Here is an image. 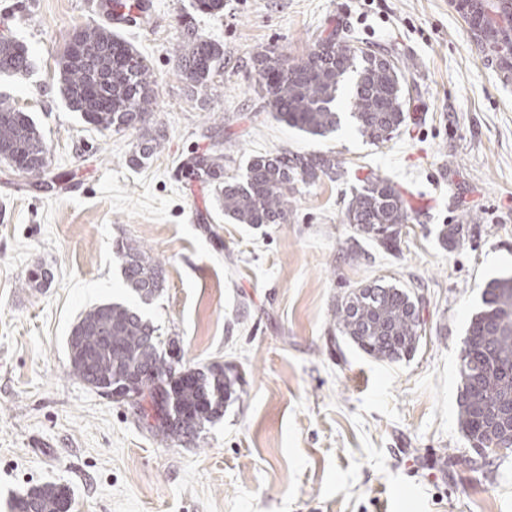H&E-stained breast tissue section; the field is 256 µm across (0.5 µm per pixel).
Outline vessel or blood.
<instances>
[{
  "label": "vessel or blood",
  "mask_w": 512,
  "mask_h": 512,
  "mask_svg": "<svg viewBox=\"0 0 512 512\" xmlns=\"http://www.w3.org/2000/svg\"><path fill=\"white\" fill-rule=\"evenodd\" d=\"M449 10L462 21L470 41L499 86L512 87V0H448ZM137 5L119 7L107 14L106 23L133 27L145 22Z\"/></svg>",
  "instance_id": "obj_1"
}]
</instances>
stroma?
I'll return each instance as SVG.
<instances>
[{"mask_svg": "<svg viewBox=\"0 0 512 512\" xmlns=\"http://www.w3.org/2000/svg\"><path fill=\"white\" fill-rule=\"evenodd\" d=\"M150 0L143 27L121 35L157 81L145 126L86 124L60 93L57 58L72 31L102 19L91 0H0V35L34 60L0 77L43 132L51 171L77 186L49 195L0 161V512L47 484L67 486L70 512H512V453L473 471L458 423L460 350L485 285L512 274V93L496 83L448 0ZM224 48L200 89L178 66L185 22ZM357 42L403 62L409 118L375 146L356 132L342 89L336 133L275 121L262 106L253 55L296 60L319 40ZM165 139L135 160L145 133ZM333 153L337 181L297 183L286 222L224 216L208 178L180 172L194 153L220 154L240 176L279 149ZM391 180L411 212L399 253L371 240L346 257L344 213L359 179ZM463 224L446 249L439 231ZM135 241L164 288L144 315L187 367L218 362L237 398L199 439L149 429L139 409L100 395L69 369L82 313L126 299L116 240ZM43 267L49 279L29 282ZM381 279L418 287L424 332L412 357L380 362L334 327L336 300Z\"/></svg>", "mask_w": 512, "mask_h": 512, "instance_id": "35a3bbf8", "label": "stroma"}]
</instances>
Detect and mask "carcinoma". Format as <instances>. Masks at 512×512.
<instances>
[{"label":"carcinoma","mask_w":512,"mask_h":512,"mask_svg":"<svg viewBox=\"0 0 512 512\" xmlns=\"http://www.w3.org/2000/svg\"><path fill=\"white\" fill-rule=\"evenodd\" d=\"M179 56L184 78L205 87L223 69L224 48L185 24ZM86 49L75 62L70 46L58 56L60 91L66 106L98 130L121 131L146 123L156 105V79L147 59L105 26L75 29ZM262 98L271 116L314 137H326L341 124L336 101L346 77L355 74L350 117L359 135L373 145L393 140L405 123V74L398 63L386 66L377 56L350 60L336 50L312 49L297 60L270 51L253 56ZM34 66L29 47L16 38L0 39V76H25ZM0 160L29 182L50 178L44 135L28 113L0 96ZM189 175L204 173L220 190L224 217L237 224H281L288 219L289 194L298 181L322 176L340 179L342 163L333 154H302L288 149L249 159L241 178L224 180L223 156L192 155L184 160ZM411 215L400 193L386 178L371 174L351 190L345 223L356 236L348 252L366 258L358 237L388 252L401 243ZM462 224H446L442 243L453 250L464 237ZM115 254L123 281L143 304L162 288L159 267L139 245L119 240ZM336 332L365 354L396 362L414 354L421 339L419 296L408 288L378 280L361 285L336 302ZM72 373L110 397L112 390L137 379V402L157 409L164 398L157 430L168 439L200 437L205 425L224 415L236 379L220 364L191 369L195 381L171 377V357L158 329L135 306L99 304L72 327L67 341ZM457 396L459 422L470 448L496 439L512 448V276L495 278L482 291V308L471 319L463 341ZM71 495L63 485L48 484L17 498L11 512H69Z\"/></svg>","instance_id":"obj_1"}]
</instances>
